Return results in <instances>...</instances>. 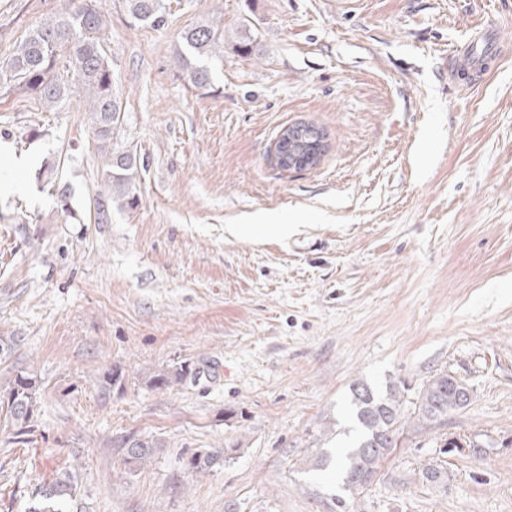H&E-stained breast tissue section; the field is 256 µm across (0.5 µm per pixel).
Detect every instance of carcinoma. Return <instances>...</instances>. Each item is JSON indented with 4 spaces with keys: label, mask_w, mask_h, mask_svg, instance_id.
Segmentation results:
<instances>
[{
    "label": "carcinoma",
    "mask_w": 512,
    "mask_h": 512,
    "mask_svg": "<svg viewBox=\"0 0 512 512\" xmlns=\"http://www.w3.org/2000/svg\"><path fill=\"white\" fill-rule=\"evenodd\" d=\"M129 16L152 28L165 26L167 17L163 0H126ZM106 16L97 7V0H69L60 10L49 11L43 20L16 42L5 66L0 68V83L9 90L22 92L48 111L83 104L95 139L101 163V188L93 199L95 220L111 217L112 204L133 209L138 206L134 192L141 169L137 154L113 146L114 135L121 124V102L112 82V58L107 52L104 32ZM235 53L251 56L260 52L251 26L237 28ZM176 57L188 83L202 91L211 88L213 67L224 62V26L207 19L185 29ZM190 368L181 365L154 373L147 384L156 390L170 389L183 383ZM38 380L24 369H14L4 391H0V420L25 434L31 428L37 404ZM469 390L463 382L446 372L431 376L418 391L414 411L406 412L404 388L389 382L380 390L363 381L350 386L349 411L357 425L354 439L336 452L321 453L313 466H334L340 473L344 496L337 503L346 505L372 485L380 465L395 448L400 435L408 428L426 431L444 426L448 416L459 412L471 402L464 397ZM155 440H135L125 448L124 462L139 467L151 461L160 451ZM237 452L224 449L220 456L211 452H194L184 459L186 469L203 474L222 459L230 460ZM420 477L431 488L447 491L448 471L436 461L422 466ZM75 477L62 471L54 481L39 489L28 512H63L74 496Z\"/></svg>",
    "instance_id": "carcinoma-1"
}]
</instances>
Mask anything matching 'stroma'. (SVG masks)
<instances>
[{
    "mask_svg": "<svg viewBox=\"0 0 512 512\" xmlns=\"http://www.w3.org/2000/svg\"><path fill=\"white\" fill-rule=\"evenodd\" d=\"M65 2L0 0V62ZM164 2L152 29L98 0L118 145L143 164L136 208L95 223L82 105L0 91V175L24 185L0 198V335L15 339L0 384L13 366L40 381L33 432L0 429V512H26L63 470L66 512H339L335 469L311 464L352 426L350 384L402 381L412 403L439 371L470 405L404 438L356 512H512V0ZM208 17L250 22L261 51L225 50L200 91L173 49ZM488 21L499 66L449 82L450 53ZM297 122L327 149L285 171L274 144ZM274 220L287 237L224 231ZM180 363L191 379L147 386ZM452 437L484 451L443 452ZM148 438L151 462L125 465ZM230 446L206 473L184 467ZM430 460L447 491L419 481ZM161 443L155 440H135L125 448L124 462L128 466L146 465L161 449Z\"/></svg>",
    "mask_w": 512,
    "mask_h": 512,
    "instance_id": "stroma-1",
    "label": "stroma"
}]
</instances>
